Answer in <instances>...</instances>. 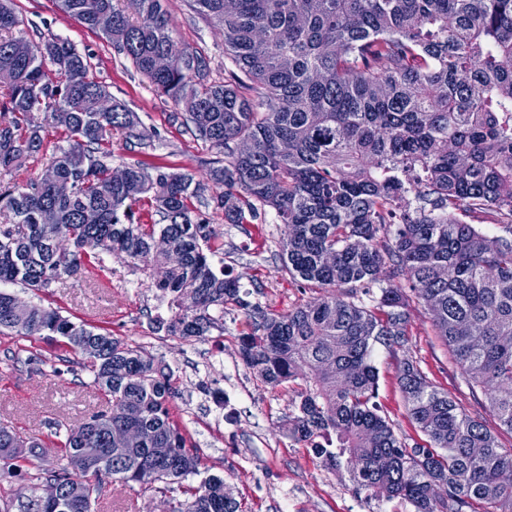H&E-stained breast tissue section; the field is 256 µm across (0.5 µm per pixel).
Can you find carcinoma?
I'll list each match as a JSON object with an SVG mask.
<instances>
[{
	"label": "carcinoma",
	"mask_w": 512,
	"mask_h": 512,
	"mask_svg": "<svg viewBox=\"0 0 512 512\" xmlns=\"http://www.w3.org/2000/svg\"><path fill=\"white\" fill-rule=\"evenodd\" d=\"M61 0L65 14L102 31L136 69L177 106L181 126L224 154L210 181L228 190L217 207L232 224L270 209L283 224V267L317 298L267 313L239 297L224 274L203 209L208 186L190 173L140 161L123 178L96 154L108 133L129 145L160 139L125 104L85 112L87 93L110 97L88 77V61L66 38L32 42L11 0H0V73L8 113L0 114V170L17 169L43 146L37 116L49 112L70 136L41 177L0 185V333L63 338L92 384L111 403L80 426L52 433L65 464L38 466L37 479L63 489L59 502L35 494L0 501V512H91L102 478L140 487L180 484L199 474L198 458L173 412L171 372L155 356L56 308L32 305L19 316L20 283L40 290L79 279L103 255H122L142 272L165 314L152 318L171 336L224 331V306L246 310L240 356L262 382L297 386L288 436L313 441L332 470L350 468L358 491L410 503L414 512H512V448L480 415L464 413L435 389L419 361L402 359L398 382L411 421L427 436L409 445L379 402L376 346L402 347L410 301L423 304L463 369L487 397L485 414L512 433V0H191L219 27L229 78L208 81L206 62L158 70L156 56L178 52L164 0ZM112 16L101 29L98 16ZM51 64L60 75L43 81ZM247 86L255 97L244 96ZM251 144L243 153L239 145ZM150 207L160 222H151ZM50 208L55 223H42ZM504 225L489 237L474 221ZM164 237L182 259L170 262ZM386 277H381L383 266ZM24 349L5 365L50 364ZM139 431L127 448L117 436ZM39 448L0 428V473L29 464L18 448ZM153 448H169L157 458ZM84 489L72 496L74 481ZM170 512H239L224 479L182 487Z\"/></svg>",
	"instance_id": "1"
}]
</instances>
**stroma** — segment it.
<instances>
[{"label": "stroma", "instance_id": "1", "mask_svg": "<svg viewBox=\"0 0 512 512\" xmlns=\"http://www.w3.org/2000/svg\"><path fill=\"white\" fill-rule=\"evenodd\" d=\"M165 7L179 48L204 57L211 80L223 81L221 31L195 14L186 0H166ZM14 10L32 40L51 35L70 40L86 56L90 77L137 113L146 127L160 131L161 141L145 148L129 147L118 132L106 138L103 148L111 155V166L142 159L207 180L217 151L184 131L175 119L179 106L159 93L101 32L69 18L58 0H14ZM41 123L42 151L20 169L0 170V184L40 175L56 149L66 145L62 129L46 117ZM207 216L215 231L214 243L224 251V266L238 277L246 302L259 304L268 313H284L315 298L314 290L300 288L282 267L281 226L274 211L248 224L227 223L223 211L213 208ZM12 291L164 359L178 391L175 413L200 458L201 475L223 477L242 512H284L290 504L296 512H413L402 500L357 492L347 470L324 468L307 443L288 437L286 423L296 387L288 383L269 387L246 369L239 354L244 309L225 307L223 332L201 338L167 335L152 322L155 289L125 257L115 254L105 256L102 268L89 270L81 279L65 278L40 291L16 285ZM406 357L420 360L429 383L450 394L466 413L481 414L483 396L471 393L429 312L414 302L408 309L404 345L394 350L380 346L375 351L380 401L400 438L411 444L427 442L409 419L397 384V367ZM90 380L78 368L53 376L32 368L11 371L0 364V428L22 436L39 435L44 455L58 459L55 425H72L107 409L105 397L91 387ZM171 497L168 491L132 489L108 480L93 495L91 512H162Z\"/></svg>", "mask_w": 512, "mask_h": 512}]
</instances>
